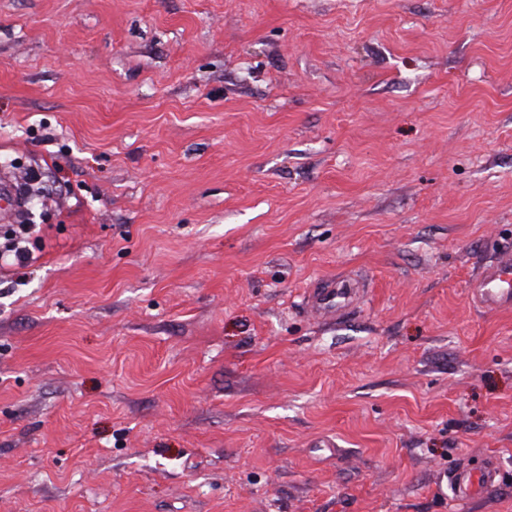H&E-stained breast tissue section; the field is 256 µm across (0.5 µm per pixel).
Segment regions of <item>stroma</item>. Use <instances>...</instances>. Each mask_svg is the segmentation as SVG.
<instances>
[{
    "label": "stroma",
    "instance_id": "stroma-1",
    "mask_svg": "<svg viewBox=\"0 0 512 512\" xmlns=\"http://www.w3.org/2000/svg\"><path fill=\"white\" fill-rule=\"evenodd\" d=\"M3 181L0 512H512V0H0ZM474 299L484 309L498 311L512 307V249H504L487 265L471 285ZM336 283L341 284V287L336 288ZM345 281H325L324 288H314L313 296L310 303L313 308L323 311L328 314L338 312L343 306L336 303V298L345 297V292L342 287L345 286ZM498 468L494 461L487 460L479 468L462 466L452 474L450 485L459 497H468L497 482Z\"/></svg>",
    "mask_w": 512,
    "mask_h": 512
}]
</instances>
